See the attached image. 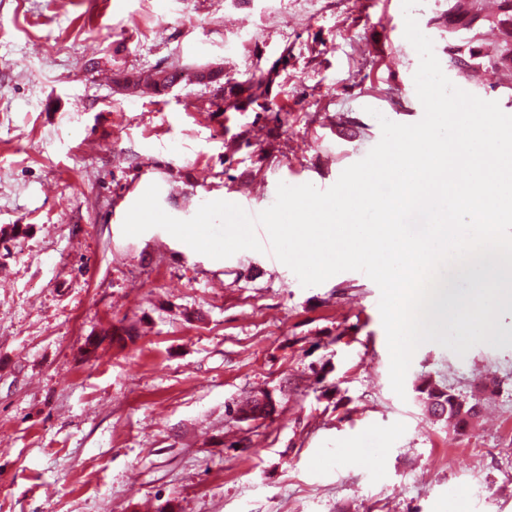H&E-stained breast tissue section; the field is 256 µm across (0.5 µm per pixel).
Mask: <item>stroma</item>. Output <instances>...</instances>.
I'll use <instances>...</instances> for the list:
<instances>
[{
  "label": "stroma",
  "mask_w": 512,
  "mask_h": 512,
  "mask_svg": "<svg viewBox=\"0 0 512 512\" xmlns=\"http://www.w3.org/2000/svg\"><path fill=\"white\" fill-rule=\"evenodd\" d=\"M57 2L0 0V512H512V342L423 344L400 397L364 273L305 288L268 252L122 233L149 185L178 219L258 213L279 183L334 185L379 117L420 121L402 0ZM286 47L278 125L217 111L202 80L112 82L244 83ZM447 76L512 115V69ZM424 374L495 379L482 425L430 418ZM262 395L275 413L239 420ZM164 68L166 71L165 77H164V75H165L164 73H160V70L162 69V67H158V68L150 71V73L147 76L152 75L154 80H159L164 77V80H163L162 84L158 83L157 81L153 82V83H149V82L145 81L144 86L147 90H150L157 95H165L166 93H164V91L167 86L175 84V83L180 84L182 81L190 80V74H188L186 72V70L183 68L179 69L176 67H167V66ZM147 76H145V77H147Z\"/></svg>",
  "instance_id": "1"
}]
</instances>
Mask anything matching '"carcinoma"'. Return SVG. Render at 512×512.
Masks as SVG:
<instances>
[{
  "mask_svg": "<svg viewBox=\"0 0 512 512\" xmlns=\"http://www.w3.org/2000/svg\"><path fill=\"white\" fill-rule=\"evenodd\" d=\"M436 24L444 27H464L469 36L464 39L448 41V61H456L458 73L467 74L477 69L499 70L512 68V0H498V10L489 14L485 11L484 0H469L467 9L460 11L456 5L448 4V9L433 18ZM490 25L499 31V39L495 46L485 48L482 30ZM291 50L286 48L271 62L259 78L248 81L243 86L230 79L217 86V98L224 106V111L252 110L266 118L281 120L283 111L277 96L273 95V85L280 73L286 70L291 62ZM163 82L142 83V78L134 73H118L113 83L120 85L145 86L157 95L164 94L167 86L179 84L190 79L185 69L176 67L165 68ZM418 391L423 395L427 411L447 422L459 432L469 431L482 411V401L476 397L467 399L454 390L439 384L429 375L419 378Z\"/></svg>",
  "mask_w": 512,
  "mask_h": 512,
  "instance_id": "1",
  "label": "carcinoma"
}]
</instances>
